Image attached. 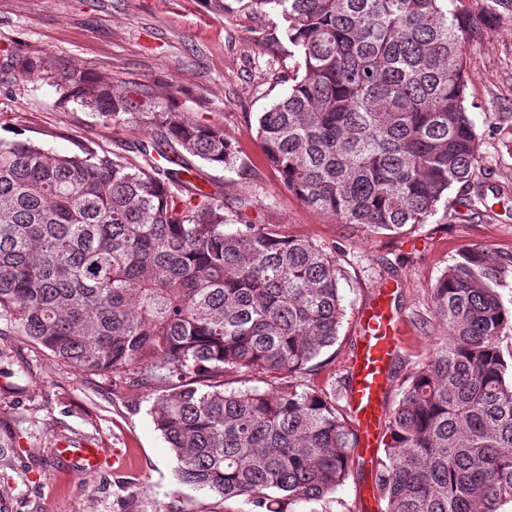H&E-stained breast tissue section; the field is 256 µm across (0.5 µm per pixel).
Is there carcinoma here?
<instances>
[{
  "instance_id": "carcinoma-1",
  "label": "carcinoma",
  "mask_w": 512,
  "mask_h": 512,
  "mask_svg": "<svg viewBox=\"0 0 512 512\" xmlns=\"http://www.w3.org/2000/svg\"><path fill=\"white\" fill-rule=\"evenodd\" d=\"M275 13L299 57L287 92L256 118L268 163L304 204L372 233L407 236L448 190L473 183L465 50L512 19V0H234ZM66 95L99 117L139 115L154 137L130 158L59 155L0 141V320L77 374L178 384L150 415L179 482L245 497L259 512L324 501L359 437L336 398L306 390L308 365L343 318L336 257L278 224L226 230L224 199L158 163L177 145L231 168L221 126L159 108L136 85L62 64ZM500 271L468 250L431 288L448 327L384 418L374 497L382 512H501L512 504V312ZM260 372L269 391H227ZM269 378H266L264 375L261 374H246L241 375V373L236 372H228L224 376V389L228 391L233 390H239V389H245L247 387H254L258 388L261 391L270 389L271 386L267 383H270L266 380Z\"/></svg>"
}]
</instances>
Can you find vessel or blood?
I'll list each match as a JSON object with an SVG mask.
<instances>
[{"mask_svg": "<svg viewBox=\"0 0 512 512\" xmlns=\"http://www.w3.org/2000/svg\"><path fill=\"white\" fill-rule=\"evenodd\" d=\"M402 331V320L380 294L361 314V339L351 360L349 405L363 439L360 452L374 460L390 370Z\"/></svg>", "mask_w": 512, "mask_h": 512, "instance_id": "obj_1", "label": "vessel or blood"}]
</instances>
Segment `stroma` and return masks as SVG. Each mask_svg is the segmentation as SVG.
I'll list each match as a JSON object with an SVG mask.
<instances>
[{"instance_id":"35a3bbf8","label":"stroma","mask_w":512,"mask_h":512,"mask_svg":"<svg viewBox=\"0 0 512 512\" xmlns=\"http://www.w3.org/2000/svg\"><path fill=\"white\" fill-rule=\"evenodd\" d=\"M276 15L227 13L210 0H0V139L30 140L62 155L91 147L122 153L152 126L106 122L79 103L63 100L48 72L64 63L114 84H135L163 106L223 126L238 151L235 167L194 160L196 184L223 197L230 222L278 224L336 257L344 317L333 347L305 371L304 386L335 394L346 405L350 361L360 338V313L384 287L405 332L392 367L386 407L448 329L430 308V290L465 249L484 250L502 271L497 291L512 310V21L467 49V107L483 141L473 187L455 185L450 209L459 210L481 189L495 203L492 216L468 213L451 220L436 212L408 237L374 234L303 204L288 192L266 160L256 117L288 88L297 67L272 33ZM27 59L39 75L28 79L14 64ZM247 196L251 207L239 209ZM168 382L142 386L119 377L80 375L16 336L0 322V422L11 446L0 453V512H255L238 498L181 484L176 462L149 413ZM102 448L94 472L80 470L59 451ZM370 467L355 459L327 512H380L366 494Z\"/></svg>"}]
</instances>
